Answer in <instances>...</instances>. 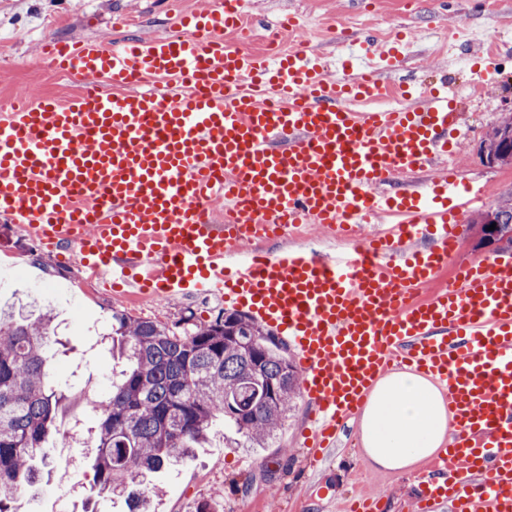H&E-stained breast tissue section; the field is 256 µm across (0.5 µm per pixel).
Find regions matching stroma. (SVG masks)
I'll return each mask as SVG.
<instances>
[{
    "instance_id": "35a3bbf8",
    "label": "stroma",
    "mask_w": 512,
    "mask_h": 512,
    "mask_svg": "<svg viewBox=\"0 0 512 512\" xmlns=\"http://www.w3.org/2000/svg\"><path fill=\"white\" fill-rule=\"evenodd\" d=\"M257 26L250 48L259 49L276 20L297 17L300 29L291 42H305L328 69L354 50V40L372 32L385 43L405 32L409 55L397 78L422 85L448 82L460 100L462 137L456 148L464 181L487 185L486 207L512 195V167L485 165L479 145L491 129L512 113V0H244ZM172 16L155 0H0V109L29 86L65 95L76 82L48 67L40 45L48 39L92 37L110 47L173 27ZM17 227L0 228V266L8 271L0 287V308L23 307L39 314L52 310L60 339L71 352L57 356L59 378L68 389L58 419L77 410L84 392L103 393L115 363L105 334L113 310L170 325L182 316L209 322L218 303L190 297L171 303H134L90 284L77 264L61 265L56 252L22 241ZM310 406L299 400L276 440L266 448H231L223 431L193 458L148 477L154 512H197L210 503L215 512H343L348 502L365 496L382 512H416L414 472L394 473L373 467L360 442V419L342 427L336 446L317 465L306 460L302 431ZM17 512H125V504L108 498L86 502L73 495L57 474L25 488Z\"/></svg>"
}]
</instances>
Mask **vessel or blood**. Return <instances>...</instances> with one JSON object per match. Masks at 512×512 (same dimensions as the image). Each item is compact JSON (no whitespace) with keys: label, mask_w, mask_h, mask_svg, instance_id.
I'll return each mask as SVG.
<instances>
[{"label":"vessel or blood","mask_w":512,"mask_h":512,"mask_svg":"<svg viewBox=\"0 0 512 512\" xmlns=\"http://www.w3.org/2000/svg\"><path fill=\"white\" fill-rule=\"evenodd\" d=\"M176 27L113 48L43 44L83 88L27 92L0 115V222L115 294L212 296L272 329L302 375L316 457L386 372L430 378L456 431L419 478V512L450 492L453 512H512V253L440 282L479 194L457 190L455 167L398 184L460 140L454 96L415 88L374 108L397 40L339 76L302 44L232 47L248 29L242 0L179 12ZM303 224L370 230L327 260L266 248Z\"/></svg>","instance_id":"1"}]
</instances>
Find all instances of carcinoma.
Masks as SVG:
<instances>
[{"label":"carcinoma","mask_w":512,"mask_h":512,"mask_svg":"<svg viewBox=\"0 0 512 512\" xmlns=\"http://www.w3.org/2000/svg\"><path fill=\"white\" fill-rule=\"evenodd\" d=\"M512 238V199L493 209ZM49 314L0 318V512L36 483L43 449L58 433L63 389L56 381ZM109 338L125 367L94 408L92 488L120 497L163 467L203 447L218 420L240 448L276 439L300 394L301 375L275 334L239 311L207 324L172 327L112 310Z\"/></svg>","instance_id":"carcinoma-1"}]
</instances>
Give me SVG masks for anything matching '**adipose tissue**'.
I'll list each match as a JSON object with an SVG mask.
<instances>
[{
    "label": "adipose tissue",
    "instance_id": "adipose-tissue-1",
    "mask_svg": "<svg viewBox=\"0 0 512 512\" xmlns=\"http://www.w3.org/2000/svg\"><path fill=\"white\" fill-rule=\"evenodd\" d=\"M455 430L436 385L409 371L376 382L360 421L366 457L374 467L399 473L434 456Z\"/></svg>",
    "mask_w": 512,
    "mask_h": 512
}]
</instances>
